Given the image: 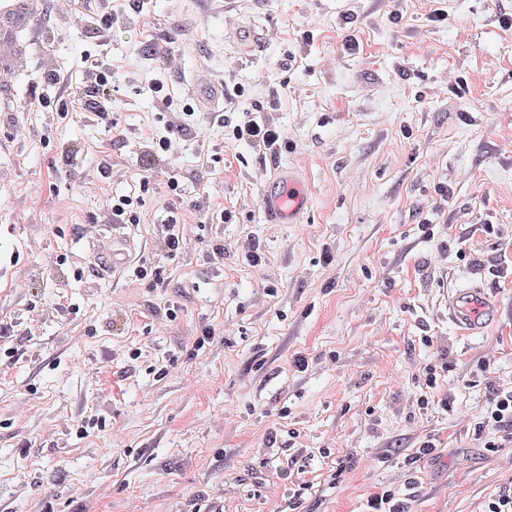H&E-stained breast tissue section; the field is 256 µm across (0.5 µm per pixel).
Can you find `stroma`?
<instances>
[{
    "label": "stroma",
    "instance_id": "1",
    "mask_svg": "<svg viewBox=\"0 0 512 512\" xmlns=\"http://www.w3.org/2000/svg\"><path fill=\"white\" fill-rule=\"evenodd\" d=\"M12 5L0 512H286L303 481L301 512H363L384 487L410 512H483L512 490V444L491 457L474 432L490 383L512 385V0H143L139 13L107 0L106 33L73 0ZM90 54L120 87L111 122L17 114L49 71L81 90ZM200 78L224 96L190 118ZM249 114L281 128L277 159L233 139ZM163 126L172 154L145 170L142 142ZM289 166L312 208L265 223L262 194ZM133 193L144 205L114 274L93 242L112 227L106 196ZM172 210L183 249L170 259ZM158 263L163 284L131 273ZM480 276L499 316L467 336L448 293ZM205 324L215 339L194 351ZM443 360L452 406L420 408L423 370ZM427 440L436 456L411 462Z\"/></svg>",
    "mask_w": 512,
    "mask_h": 512
}]
</instances>
